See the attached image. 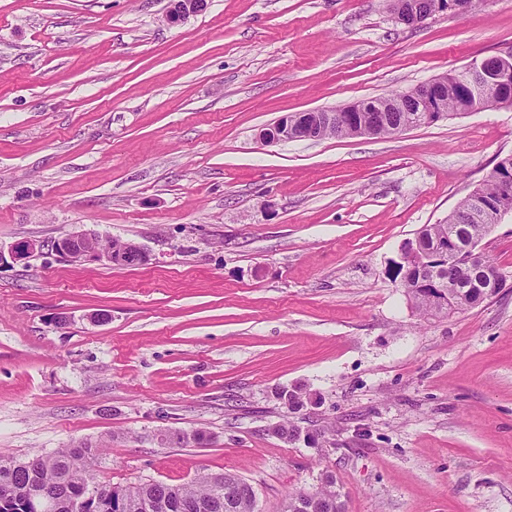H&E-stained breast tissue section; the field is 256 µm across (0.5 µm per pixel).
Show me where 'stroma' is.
Instances as JSON below:
<instances>
[{
    "mask_svg": "<svg viewBox=\"0 0 512 512\" xmlns=\"http://www.w3.org/2000/svg\"><path fill=\"white\" fill-rule=\"evenodd\" d=\"M168 7L0 0V456L106 441L100 480L231 472L260 512L325 471L346 512H512V213L478 307L422 319L396 276L512 154V109L258 139L512 51V0L421 26L385 0ZM80 230L147 259L67 262L52 244ZM285 420L317 444L270 434Z\"/></svg>",
    "mask_w": 512,
    "mask_h": 512,
    "instance_id": "1",
    "label": "stroma"
}]
</instances>
